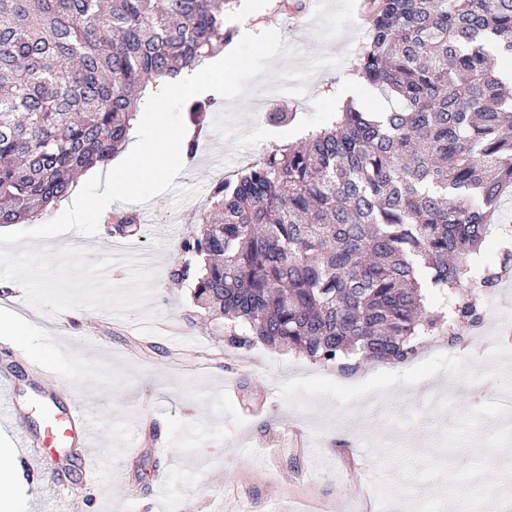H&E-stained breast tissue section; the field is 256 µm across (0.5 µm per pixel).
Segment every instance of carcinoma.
Masks as SVG:
<instances>
[{
	"label": "carcinoma",
	"instance_id": "obj_1",
	"mask_svg": "<svg viewBox=\"0 0 512 512\" xmlns=\"http://www.w3.org/2000/svg\"><path fill=\"white\" fill-rule=\"evenodd\" d=\"M232 0H0V224L68 197L109 162L149 84L224 50ZM353 69L396 99L346 103L301 145H277L210 190L189 256L198 307L229 349L288 346L342 372L401 363L419 336L454 344L512 268L471 266L512 187V93L488 46L512 56V0H367ZM193 125L208 102L192 100ZM426 288L450 296L427 310Z\"/></svg>",
	"mask_w": 512,
	"mask_h": 512
}]
</instances>
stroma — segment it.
<instances>
[{
    "mask_svg": "<svg viewBox=\"0 0 512 512\" xmlns=\"http://www.w3.org/2000/svg\"><path fill=\"white\" fill-rule=\"evenodd\" d=\"M247 2L229 8L235 38L275 29L299 48L273 59L274 70L320 55L341 65L262 113L254 100L214 97L198 136L209 150L185 162L178 186L209 191L268 145L320 127L339 108L337 88L366 39L364 0H304L301 16L280 12L278 0H256L253 15ZM126 208L140 220L134 235H110L102 223L95 236L71 231L34 246L83 247L95 261L109 246L149 253L147 311L19 310L4 301L12 281L0 280V316L25 322L22 342L0 339V375L12 380L29 440L43 434V404L73 396L87 407L102 457L89 482L75 455L54 449L42 472L21 471L17 512H381L402 501L413 512H498L507 489L486 483L485 472L512 468V431L488 395L512 389V276L489 292L477 322L458 327V344L429 336L406 362L365 360L344 374L285 349H226L222 329L195 307L192 284L169 279L200 203L167 192ZM144 320L174 324L179 344L139 331ZM148 410L170 443L164 452L144 442ZM284 423L301 430L306 449L284 434L259 453L260 438Z\"/></svg>",
    "mask_w": 512,
    "mask_h": 512,
    "instance_id": "1",
    "label": "stroma"
}]
</instances>
